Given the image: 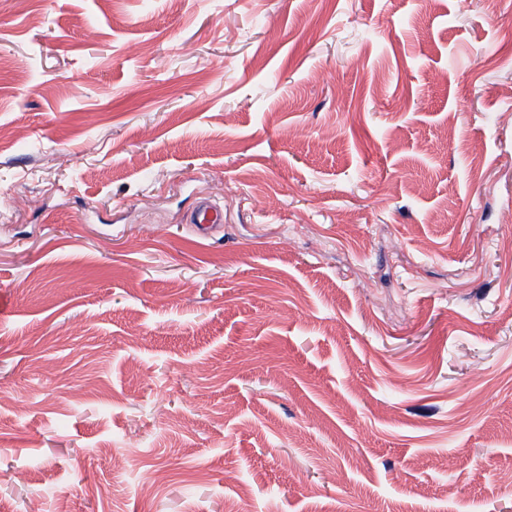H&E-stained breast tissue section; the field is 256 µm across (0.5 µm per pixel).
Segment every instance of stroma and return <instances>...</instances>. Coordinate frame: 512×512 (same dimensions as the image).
<instances>
[{
	"instance_id": "stroma-1",
	"label": "stroma",
	"mask_w": 512,
	"mask_h": 512,
	"mask_svg": "<svg viewBox=\"0 0 512 512\" xmlns=\"http://www.w3.org/2000/svg\"><path fill=\"white\" fill-rule=\"evenodd\" d=\"M0 133V512H512V0H0ZM189 224H198L207 230L216 224L224 223V210L217 205L204 201L188 217Z\"/></svg>"
}]
</instances>
